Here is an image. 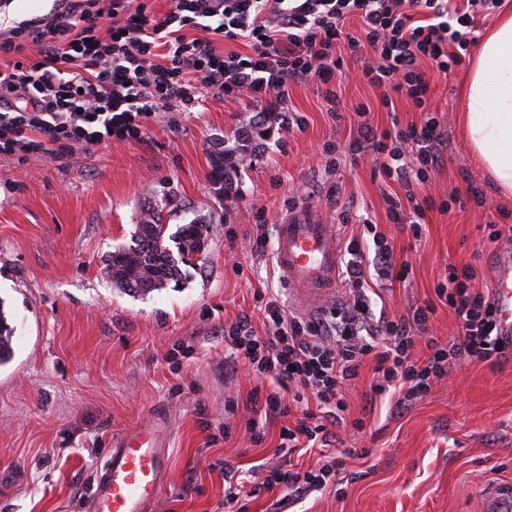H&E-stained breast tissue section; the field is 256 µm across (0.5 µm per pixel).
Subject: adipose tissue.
<instances>
[{"label":"adipose tissue","instance_id":"adipose-tissue-1","mask_svg":"<svg viewBox=\"0 0 512 512\" xmlns=\"http://www.w3.org/2000/svg\"><path fill=\"white\" fill-rule=\"evenodd\" d=\"M463 98L465 135L500 191L512 196V14L485 38Z\"/></svg>","mask_w":512,"mask_h":512}]
</instances>
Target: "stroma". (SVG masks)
Listing matches in <instances>:
<instances>
[{
	"label": "stroma",
	"mask_w": 512,
	"mask_h": 512,
	"mask_svg": "<svg viewBox=\"0 0 512 512\" xmlns=\"http://www.w3.org/2000/svg\"><path fill=\"white\" fill-rule=\"evenodd\" d=\"M512 0L476 15L475 40L462 62L432 80L431 107L448 149L426 188L435 201L468 190L482 202L427 211L426 233L409 242L392 224L387 194L401 186L374 174L372 156L358 166L326 165L324 149L355 136L349 121L328 112L315 82L290 86L286 101H224L208 95L199 107L150 120L138 141L110 140L50 161L37 155L0 156V309L13 328L10 360L0 365V512H86L114 433L132 434L160 420L171 465L149 512H224V468L284 463L278 455L280 420L269 419L261 445L245 429L256 379L224 346V327L252 311L263 284L287 289L272 273V253L231 250L255 224L274 234L298 205L318 204L341 224L351 200L396 246L413 273L388 282L387 317L434 298L449 265L477 268L481 292L494 287L501 245L484 246V227L499 212L512 215L480 167L461 127V88L478 40ZM359 60L347 58L338 88L343 103L369 104L379 128L420 121L398 98L386 112L378 89L358 79ZM293 111L303 129L270 124L237 183L212 176L218 150L238 145L244 120L258 112ZM168 200L167 235L195 219L210 225L202 256L182 269L179 282L146 296L131 295L107 278L116 248L128 245L143 207ZM371 363H364L348 411L363 430L342 432L347 448L368 460L347 459L340 487L289 501L287 512H499L512 495V360L497 367L468 360L450 379L402 408L362 409Z\"/></svg>",
	"instance_id": "1"
}]
</instances>
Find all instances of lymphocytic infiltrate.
<instances>
[{
	"label": "lymphocytic infiltrate",
	"mask_w": 512,
	"mask_h": 512,
	"mask_svg": "<svg viewBox=\"0 0 512 512\" xmlns=\"http://www.w3.org/2000/svg\"><path fill=\"white\" fill-rule=\"evenodd\" d=\"M174 0L172 9L151 15L144 0H58L48 16L0 31V154L19 152L57 160L74 149L112 139L140 140L146 124L172 105L195 107L202 93L228 101L283 100L290 85L309 78L322 84L332 115L340 113L336 78L344 66L339 47L352 55L372 51L359 73L381 89L380 104L395 111L396 96L411 100L420 123L393 118L379 129L359 103L356 134L330 158L357 162L365 153L379 159V176L400 184L404 195L388 197L393 224L421 239L427 210L463 205L462 196L434 202L417 196L429 182L444 150L443 131L429 107L433 74L459 66L470 43L474 15L488 0ZM189 29L204 38H186ZM244 41L248 52H222L218 39ZM342 284L350 297L336 300L314 317L288 313L275 289L257 292L256 314H240L224 328V344L259 385L252 407L291 417L281 427L279 450L309 451L330 445L348 420L349 395L365 361H372L366 405L390 399L405 406L425 396L465 359L498 366L512 359V342L500 340L490 296L472 286L474 266L449 265L434 288L435 300L411 306L394 319L371 317L370 292L382 280L406 281L409 261H396L387 236L371 220L350 234L342 249ZM457 321L458 334L441 342L430 325L438 306ZM345 448L299 471L265 470L262 482L245 484L225 467L226 512H242L248 490L276 492L283 500L335 484Z\"/></svg>",
	"instance_id": "f902f5d3"
}]
</instances>
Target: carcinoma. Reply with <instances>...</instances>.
I'll return each instance as SVG.
<instances>
[{
	"instance_id": "1",
	"label": "carcinoma",
	"mask_w": 512,
	"mask_h": 512,
	"mask_svg": "<svg viewBox=\"0 0 512 512\" xmlns=\"http://www.w3.org/2000/svg\"><path fill=\"white\" fill-rule=\"evenodd\" d=\"M167 216L164 207L155 205L142 210L136 222L131 244L109 255L108 277L119 288L145 296L181 279V265L193 259L208 237L209 225L202 220L182 225L170 247L165 238ZM12 330L0 312V365L11 357Z\"/></svg>"
}]
</instances>
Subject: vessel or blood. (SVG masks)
Listing matches in <instances>:
<instances>
[{
    "label": "vessel or blood",
    "instance_id": "vessel-or-blood-1",
    "mask_svg": "<svg viewBox=\"0 0 512 512\" xmlns=\"http://www.w3.org/2000/svg\"><path fill=\"white\" fill-rule=\"evenodd\" d=\"M273 259L296 309H318L340 278L341 248L335 225L325 223L319 209L304 204L276 227ZM494 303L498 332L512 340V249L501 253ZM171 464L159 424L149 423L129 436H117L101 468L88 512H145L162 491Z\"/></svg>",
    "mask_w": 512,
    "mask_h": 512
}]
</instances>
